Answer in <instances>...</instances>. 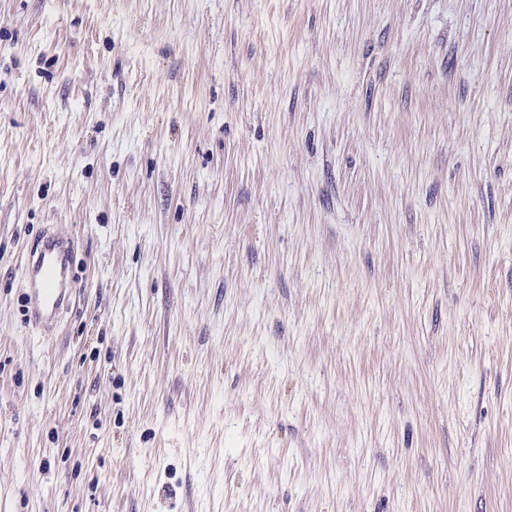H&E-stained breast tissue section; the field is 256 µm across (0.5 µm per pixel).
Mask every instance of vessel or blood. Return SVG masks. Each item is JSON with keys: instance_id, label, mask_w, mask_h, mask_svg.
I'll list each match as a JSON object with an SVG mask.
<instances>
[{"instance_id": "obj_1", "label": "vessel or blood", "mask_w": 512, "mask_h": 512, "mask_svg": "<svg viewBox=\"0 0 512 512\" xmlns=\"http://www.w3.org/2000/svg\"><path fill=\"white\" fill-rule=\"evenodd\" d=\"M74 242L59 226L44 232L24 266L25 316L36 330L49 332L68 308L76 288Z\"/></svg>"}]
</instances>
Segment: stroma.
<instances>
[{"label": "stroma", "instance_id": "stroma-1", "mask_svg": "<svg viewBox=\"0 0 512 512\" xmlns=\"http://www.w3.org/2000/svg\"><path fill=\"white\" fill-rule=\"evenodd\" d=\"M0 512H512V0H0ZM74 242L61 226L44 232L24 266L25 316L41 333L49 332L68 308L76 288Z\"/></svg>", "mask_w": 512, "mask_h": 512}]
</instances>
